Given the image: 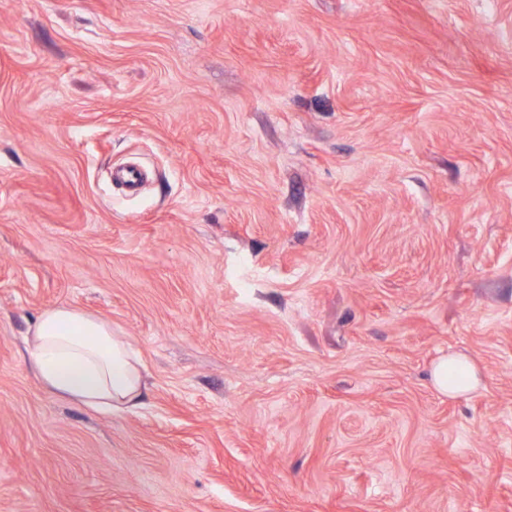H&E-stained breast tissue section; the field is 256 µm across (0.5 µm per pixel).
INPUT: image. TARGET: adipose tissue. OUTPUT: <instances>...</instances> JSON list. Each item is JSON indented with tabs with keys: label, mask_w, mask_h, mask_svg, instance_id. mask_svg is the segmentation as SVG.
I'll use <instances>...</instances> for the list:
<instances>
[{
	"label": "adipose tissue",
	"mask_w": 512,
	"mask_h": 512,
	"mask_svg": "<svg viewBox=\"0 0 512 512\" xmlns=\"http://www.w3.org/2000/svg\"><path fill=\"white\" fill-rule=\"evenodd\" d=\"M25 343L39 381L55 394L97 412L141 405L147 382L140 353L109 321L75 306H53L39 314ZM477 380L476 365L460 354L441 357L433 371L436 388L451 396Z\"/></svg>",
	"instance_id": "1"
}]
</instances>
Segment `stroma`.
<instances>
[{
    "instance_id": "obj_1",
    "label": "stroma",
    "mask_w": 512,
    "mask_h": 512,
    "mask_svg": "<svg viewBox=\"0 0 512 512\" xmlns=\"http://www.w3.org/2000/svg\"><path fill=\"white\" fill-rule=\"evenodd\" d=\"M0 512H512V0H0ZM41 384L97 412L139 407L147 382L139 350L109 321L75 306L43 310L25 338ZM436 388L449 396L468 391L478 381V369L466 356L449 354L439 359L433 371Z\"/></svg>"
}]
</instances>
